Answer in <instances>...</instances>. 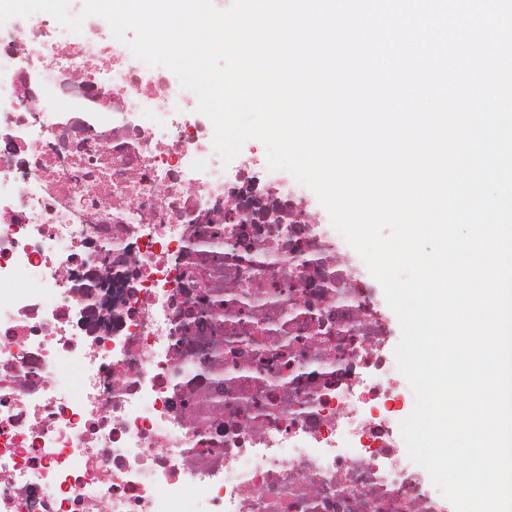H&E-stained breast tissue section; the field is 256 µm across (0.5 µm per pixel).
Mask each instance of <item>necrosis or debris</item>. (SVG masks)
Instances as JSON below:
<instances>
[{"mask_svg": "<svg viewBox=\"0 0 512 512\" xmlns=\"http://www.w3.org/2000/svg\"><path fill=\"white\" fill-rule=\"evenodd\" d=\"M107 29L0 25V512H198L199 491L208 512H438L401 465L387 328L329 231L252 223L229 193L249 159L223 166L194 93ZM69 86L111 112L76 116ZM116 259L135 281L105 340L73 320L82 274ZM219 342L223 385L173 414Z\"/></svg>", "mask_w": 512, "mask_h": 512, "instance_id": "obj_1", "label": "necrosis or debris"}]
</instances>
